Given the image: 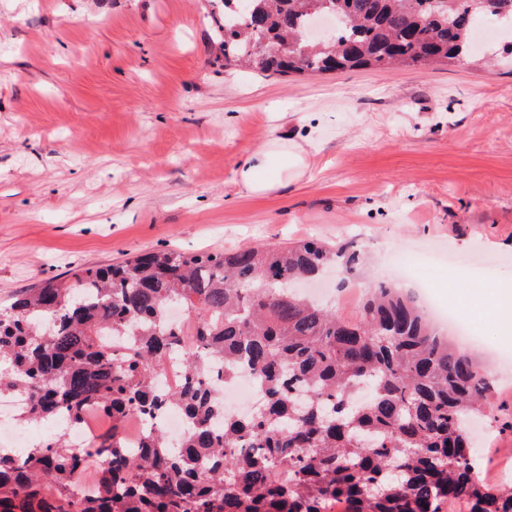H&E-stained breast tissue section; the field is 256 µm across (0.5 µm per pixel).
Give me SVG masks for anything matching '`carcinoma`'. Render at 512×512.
Segmentation results:
<instances>
[{
    "label": "carcinoma",
    "mask_w": 512,
    "mask_h": 512,
    "mask_svg": "<svg viewBox=\"0 0 512 512\" xmlns=\"http://www.w3.org/2000/svg\"><path fill=\"white\" fill-rule=\"evenodd\" d=\"M224 69L285 76L394 65L424 68L474 52L482 20L512 27V0H219ZM320 13L330 40L304 38ZM355 241L317 239L219 253L169 249L46 280L0 306V394L17 420H111L74 448L65 429L0 449V512H512L488 483L469 420L491 404L490 372L439 334L414 296L370 287L352 320L298 291L338 265L350 286ZM176 387L161 377L169 362ZM250 372L261 404L224 411L213 389ZM180 411L186 433L161 428ZM148 427L132 448L123 427ZM95 466L97 488L80 473Z\"/></svg>",
    "instance_id": "carcinoma-1"
}]
</instances>
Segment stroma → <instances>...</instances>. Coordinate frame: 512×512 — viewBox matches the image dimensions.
I'll return each instance as SVG.
<instances>
[{
	"label": "stroma",
	"instance_id": "1",
	"mask_svg": "<svg viewBox=\"0 0 512 512\" xmlns=\"http://www.w3.org/2000/svg\"><path fill=\"white\" fill-rule=\"evenodd\" d=\"M212 0H0V304L49 278L161 249L221 252L356 239V297L422 271L440 302L486 289L470 349L500 373L474 430L512 481V65L258 76L224 69ZM307 167L270 194L235 172L277 142Z\"/></svg>",
	"mask_w": 512,
	"mask_h": 512
}]
</instances>
